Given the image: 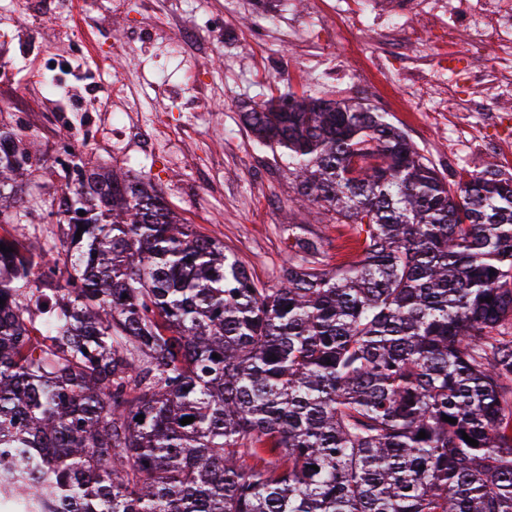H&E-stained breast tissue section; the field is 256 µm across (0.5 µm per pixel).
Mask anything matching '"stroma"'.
<instances>
[{
  "instance_id": "1",
  "label": "stroma",
  "mask_w": 512,
  "mask_h": 512,
  "mask_svg": "<svg viewBox=\"0 0 512 512\" xmlns=\"http://www.w3.org/2000/svg\"><path fill=\"white\" fill-rule=\"evenodd\" d=\"M306 2L301 9L289 0H238L229 14L224 0H141L127 14L60 15L30 0L28 16L18 19L11 0H0V128L41 125L35 145L45 164L23 185L26 209L8 233L25 244L61 245L60 227L46 214L59 187V114L73 130L76 157L149 177L181 219L223 241L254 280L269 285L288 260L289 224L322 238L330 265L353 254L343 249L347 227L316 223L296 203L285 161L256 146L242 121L256 102L287 91L360 102L386 113L448 180L489 165L512 175V140L501 141L497 125L499 114L512 116V98L481 100L466 126L388 99L368 68L367 57L379 55L392 84L428 75L433 99L447 96L438 28L419 45L400 35L343 39L334 22L321 19L317 0ZM174 12L198 21L209 49L188 58L164 50L183 36L170 23ZM73 30L90 33L89 54L71 59L61 90L37 88L40 50L66 54Z\"/></svg>"
}]
</instances>
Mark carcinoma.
I'll return each instance as SVG.
<instances>
[{"label": "carcinoma", "instance_id": "carcinoma-1", "mask_svg": "<svg viewBox=\"0 0 512 512\" xmlns=\"http://www.w3.org/2000/svg\"><path fill=\"white\" fill-rule=\"evenodd\" d=\"M243 120L354 258L290 224L261 285L151 179L64 174L61 253L0 234V506L512 512V175L450 182L360 103ZM38 162L0 130V225Z\"/></svg>", "mask_w": 512, "mask_h": 512}]
</instances>
